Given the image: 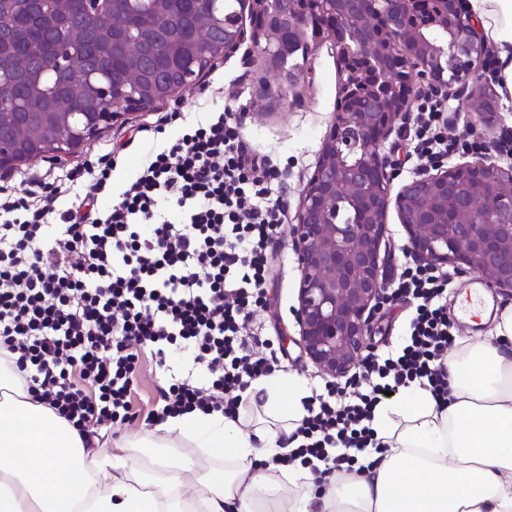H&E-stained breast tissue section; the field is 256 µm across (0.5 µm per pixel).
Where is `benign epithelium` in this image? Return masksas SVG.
I'll return each mask as SVG.
<instances>
[{
  "label": "benign epithelium",
  "instance_id": "benign-epithelium-1",
  "mask_svg": "<svg viewBox=\"0 0 512 512\" xmlns=\"http://www.w3.org/2000/svg\"><path fill=\"white\" fill-rule=\"evenodd\" d=\"M415 0H240L251 16V31L235 26L224 36V56L251 41L264 65L276 69L287 52L330 33L341 74L336 122L299 200L291 226L292 247L301 271L298 307L300 343L311 361L332 377L347 375L367 349L370 321L383 300L380 248L390 206L408 235L407 251L422 264L452 263L489 286L512 293V180L495 163L439 165L392 193L393 175L382 145L396 118L416 96L412 74L429 89L469 95L478 111L493 103L474 96V69L484 42L460 9L442 0L437 14L406 23ZM288 24L296 36L285 47L269 37ZM56 64H74L69 44L54 45ZM102 124L115 109H144L129 86H99ZM347 202L354 219H336Z\"/></svg>",
  "mask_w": 512,
  "mask_h": 512
}]
</instances>
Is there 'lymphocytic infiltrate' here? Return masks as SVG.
<instances>
[{"mask_svg": "<svg viewBox=\"0 0 512 512\" xmlns=\"http://www.w3.org/2000/svg\"><path fill=\"white\" fill-rule=\"evenodd\" d=\"M442 114L438 100L418 104L419 156L438 161L455 150ZM115 162L108 153L27 196L0 195V350L87 445L139 418L156 425L194 412L236 415L243 390L275 368L246 327L266 300L286 203L272 193L266 162L246 149L239 117L220 112L185 127L104 208L99 193ZM65 185L77 193L59 213ZM448 279L435 267L403 268L392 295L414 302L406 341L366 359L344 387L308 397L301 442L285 462H318L325 476L351 471L375 446L371 422L387 393L416 382L447 401L455 345L442 301ZM144 349L167 377L141 416L134 399ZM181 352L199 380L168 374Z\"/></svg>", "mask_w": 512, "mask_h": 512, "instance_id": "f902f5d3", "label": "lymphocytic infiltrate"}]
</instances>
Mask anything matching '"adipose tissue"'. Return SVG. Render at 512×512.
Returning <instances> with one entry per match:
<instances>
[{
    "label": "adipose tissue",
    "instance_id": "1",
    "mask_svg": "<svg viewBox=\"0 0 512 512\" xmlns=\"http://www.w3.org/2000/svg\"><path fill=\"white\" fill-rule=\"evenodd\" d=\"M512 96V0H470ZM448 404L411 383L380 405L369 469L316 490L310 467H257L289 448L307 393L273 374L245 395L263 414L168 419L136 443L86 449L0 359V512H512V310L448 357Z\"/></svg>",
    "mask_w": 512,
    "mask_h": 512
}]
</instances>
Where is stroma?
Listing matches in <instances>:
<instances>
[{
  "mask_svg": "<svg viewBox=\"0 0 512 512\" xmlns=\"http://www.w3.org/2000/svg\"><path fill=\"white\" fill-rule=\"evenodd\" d=\"M309 79L293 89H281L277 74L266 72L259 55L249 45H242L233 55L217 58L200 74L192 87L172 95L161 107L115 118L109 129L83 143L71 155L53 157L42 154L0 170V186L24 194L34 182L53 177L58 169L73 166L119 148L120 155L112 170V180L101 195L102 204L117 200L119 194L136 178L147 155L165 146L177 135V126L164 133L154 131L155 121L166 112H179L183 123L206 120L214 112L242 113V140L247 149L264 156L277 177L274 187L287 201L286 224H294L301 191L317 163L323 139L336 118L341 76L331 40H323L307 56ZM503 65L496 44L476 69L481 86L494 101L490 112L473 111L468 98L450 96L446 100L449 135L476 138L484 151H455L451 163L493 162L512 169L496 150L504 135L512 134V102H505L500 89ZM415 119L414 113L397 118L383 144L382 152L397 168L394 187L414 177L428 166L426 160L407 157L404 129ZM386 222L389 234L381 244L382 270L387 282H394L402 267L411 259L406 251L407 234L396 210H389ZM273 267L268 284V301L255 311L250 328L266 334L285 353L277 371L299 380L311 394L326 393L331 379L306 356L299 341V326L294 310L298 306L301 272L296 263L289 233H282L272 246ZM413 303L408 299H387L377 310L369 334V355L378 356L397 349L403 341Z\"/></svg>",
  "mask_w": 512,
  "mask_h": 512,
  "instance_id": "stroma-1",
  "label": "stroma"
}]
</instances>
